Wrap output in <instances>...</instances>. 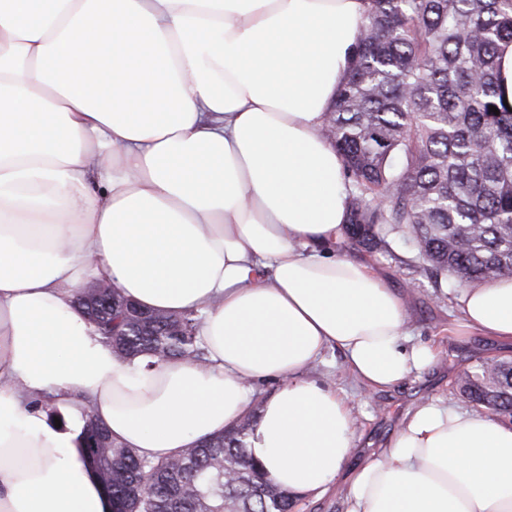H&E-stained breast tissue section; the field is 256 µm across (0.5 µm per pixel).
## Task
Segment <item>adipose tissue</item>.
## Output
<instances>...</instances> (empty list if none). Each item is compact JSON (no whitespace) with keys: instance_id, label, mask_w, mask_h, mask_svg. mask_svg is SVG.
I'll return each instance as SVG.
<instances>
[{"instance_id":"adipose-tissue-1","label":"adipose tissue","mask_w":512,"mask_h":512,"mask_svg":"<svg viewBox=\"0 0 512 512\" xmlns=\"http://www.w3.org/2000/svg\"><path fill=\"white\" fill-rule=\"evenodd\" d=\"M370 8L0 0V512H110L87 404L154 461L259 410L250 455L298 495L341 483L345 512H512V423L435 398L350 471L353 405L305 374L335 348L371 393L437 356L381 273L334 252L344 163L321 128ZM95 281L198 312L209 366L117 359L72 306ZM455 307L452 335L512 344L511 277Z\"/></svg>"}]
</instances>
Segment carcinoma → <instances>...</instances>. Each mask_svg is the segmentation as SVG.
I'll return each instance as SVG.
<instances>
[{
  "label": "carcinoma",
  "instance_id": "carcinoma-1",
  "mask_svg": "<svg viewBox=\"0 0 512 512\" xmlns=\"http://www.w3.org/2000/svg\"><path fill=\"white\" fill-rule=\"evenodd\" d=\"M372 2L322 128L344 161L345 234L371 252L388 251L397 236L435 278L459 286L511 277L512 102L504 103L496 56L512 42V0ZM84 294L73 305L118 357L208 365L196 313L131 319L119 289L109 305H88ZM456 389L512 416V361L483 362ZM256 419L153 462L115 442L89 410L83 460L96 456L94 473L121 512H293L297 496L248 453Z\"/></svg>",
  "mask_w": 512,
  "mask_h": 512
}]
</instances>
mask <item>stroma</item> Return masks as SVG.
<instances>
[{
    "label": "stroma",
    "instance_id": "obj_1",
    "mask_svg": "<svg viewBox=\"0 0 512 512\" xmlns=\"http://www.w3.org/2000/svg\"><path fill=\"white\" fill-rule=\"evenodd\" d=\"M391 248L388 255L368 253L344 238L337 243L336 253L377 267L393 287L406 296L412 340L440 347L437 364L396 387L370 395L344 372V357L339 350H327L322 359L307 370L309 376L335 385L355 399V436L362 452L383 447L399 429L407 412L425 400L440 396L447 399L449 405L463 406V399L454 393L455 382L463 370L493 357L512 359L511 348L489 343L483 337L445 335L444 327L456 314L454 301L440 293L430 271L424 264L414 261L410 246L403 240H392Z\"/></svg>",
    "mask_w": 512,
    "mask_h": 512
}]
</instances>
